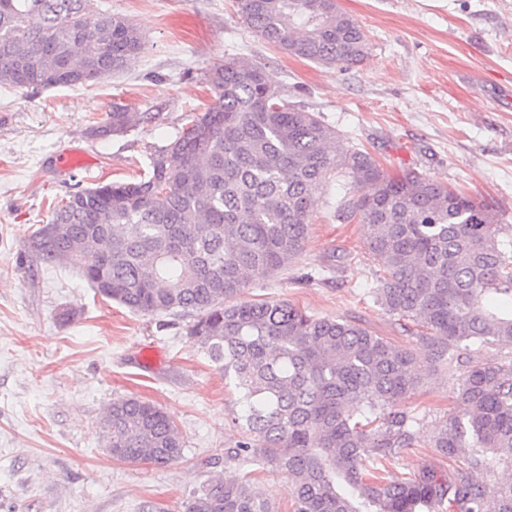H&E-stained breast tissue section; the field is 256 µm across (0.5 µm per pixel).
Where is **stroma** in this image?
<instances>
[{
    "label": "stroma",
    "mask_w": 512,
    "mask_h": 512,
    "mask_svg": "<svg viewBox=\"0 0 512 512\" xmlns=\"http://www.w3.org/2000/svg\"><path fill=\"white\" fill-rule=\"evenodd\" d=\"M358 22L368 55L325 67L282 53L243 23L238 0H96L140 31L144 49L125 70L89 87L33 91L0 86V512H183L190 495L224 470V451L246 440L237 395L194 345L190 318L135 314L105 299L77 266L47 265L32 233L70 193L135 182L155 148L214 100L204 72L229 57L264 67L288 100L321 115L390 174L407 169L490 206L512 226V0H337ZM141 114L108 139L93 128L113 105ZM79 149L90 167L59 171ZM350 189L336 176L319 195L303 251L257 281L250 300L291 301L308 313L356 319L421 365L428 351L375 303L379 267L360 219L340 223ZM330 268L329 282L315 277ZM159 350L141 366V349ZM512 359V347L471 346L453 368L430 372L403 400L417 441L392 475L426 467L452 473L430 442L461 411L467 364ZM161 406L185 447L164 467L112 458L102 424L112 401Z\"/></svg>",
    "instance_id": "obj_1"
}]
</instances>
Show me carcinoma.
I'll return each mask as SVG.
<instances>
[{"instance_id": "obj_1", "label": "carcinoma", "mask_w": 512, "mask_h": 512, "mask_svg": "<svg viewBox=\"0 0 512 512\" xmlns=\"http://www.w3.org/2000/svg\"><path fill=\"white\" fill-rule=\"evenodd\" d=\"M94 0H0V85L56 88L65 71L94 81L127 68L139 30ZM244 23L281 52L333 67L362 62L358 22L336 0H239ZM214 101L156 149L137 182L74 192L31 237L46 265L76 263L104 298L133 313L192 314L187 334L237 394L249 438L224 449L246 469L214 477L183 512H277L248 469L288 474L295 512H512V360L467 371L461 412L432 447L456 464L405 477L386 464L416 438L399 403L427 370L362 324L317 317L286 301H243L253 282L302 252L319 190L336 175L358 195L336 219L361 217L382 272L373 296L449 365L460 344L512 347V238L470 196L413 170L391 175L314 112L288 104L263 67L228 58L206 69ZM138 121L112 107L92 134ZM112 457L167 466L184 440L159 406L114 400L104 419Z\"/></svg>"}]
</instances>
